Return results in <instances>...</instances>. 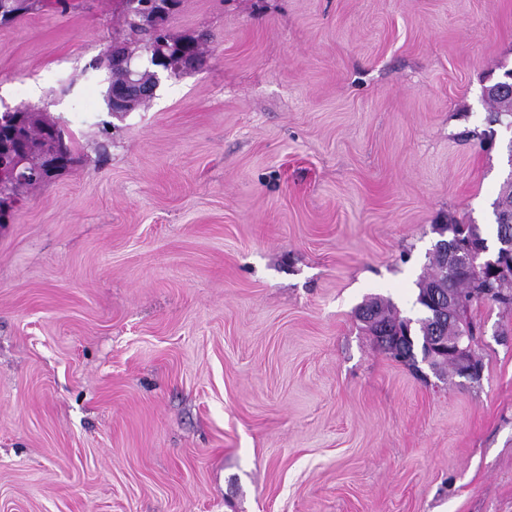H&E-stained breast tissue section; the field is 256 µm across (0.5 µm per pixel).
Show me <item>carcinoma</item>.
I'll use <instances>...</instances> for the list:
<instances>
[{
	"mask_svg": "<svg viewBox=\"0 0 512 512\" xmlns=\"http://www.w3.org/2000/svg\"><path fill=\"white\" fill-rule=\"evenodd\" d=\"M143 3L142 10L153 13L162 10L158 20L149 25L139 22L136 15L124 10L125 23L129 29V35L147 54L148 63L171 75H178L184 69L183 61L186 57L199 59L203 57L204 41L201 38L183 37L174 38L167 31L166 23L172 14L171 8L179 5L180 0H164L159 3L157 0H139ZM65 11L69 8L68 0H0V9L4 14L0 16V24L14 22L28 14L42 12L46 9ZM132 54L124 47L112 48V53L105 58V66L112 74L118 77L130 76L132 79L142 78L149 74L144 71L135 74L128 67V60ZM491 110L489 122L500 121L501 116L506 114L512 116V97L506 95H490ZM3 124L0 125V142L12 144H29L37 154L54 152L65 158L53 172L58 175L73 164L74 158L66 146L65 129L63 126L42 118L41 112L35 107L26 111V123L16 125L5 120V113H0ZM46 182L44 178H34L27 182L18 183L12 186L6 195L0 196V223H4L12 215V211L20 200V192L24 188L33 187ZM496 226L509 224L512 226V181L503 188L498 200L495 203ZM448 233V246L455 251L466 255L484 248L485 238L482 237L481 229L476 224H464L453 218L448 219L445 225ZM440 244H435L432 252L431 266L433 272L427 279L418 283V295L416 303L421 308H426L425 297L429 287L436 288L451 287L464 296V304L458 315L461 323L469 336H474V326L468 321L469 309L483 302L497 303L502 306L512 305V282H502L490 279L479 268L473 266H461L457 271L444 279L441 277L442 257L438 254ZM367 307L373 310L377 323L389 326L393 329L404 328L408 321L397 316L389 305L381 300H373L367 303ZM421 326L412 331L413 340L403 343L400 350H386L394 360L401 362L413 369L418 368L417 351L426 346L428 332L425 331L426 318L419 319Z\"/></svg>",
	"mask_w": 512,
	"mask_h": 512,
	"instance_id": "1",
	"label": "carcinoma"
}]
</instances>
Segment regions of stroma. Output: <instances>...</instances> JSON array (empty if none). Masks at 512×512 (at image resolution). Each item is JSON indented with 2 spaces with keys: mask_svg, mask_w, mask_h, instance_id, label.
<instances>
[{
  "mask_svg": "<svg viewBox=\"0 0 512 512\" xmlns=\"http://www.w3.org/2000/svg\"><path fill=\"white\" fill-rule=\"evenodd\" d=\"M201 65L109 114L119 0L0 26V110L74 164L0 224V512H512V309L480 382L357 319L418 318L436 224L498 246L512 0H180Z\"/></svg>",
  "mask_w": 512,
  "mask_h": 512,
  "instance_id": "stroma-1",
  "label": "stroma"
}]
</instances>
